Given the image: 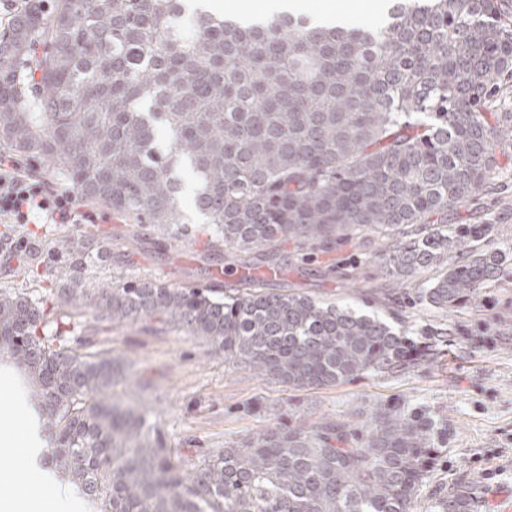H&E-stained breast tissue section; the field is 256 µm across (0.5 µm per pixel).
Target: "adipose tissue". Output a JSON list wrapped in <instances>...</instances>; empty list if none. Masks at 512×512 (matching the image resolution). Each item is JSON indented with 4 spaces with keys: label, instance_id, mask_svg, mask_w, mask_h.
<instances>
[{
    "label": "adipose tissue",
    "instance_id": "adipose-tissue-1",
    "mask_svg": "<svg viewBox=\"0 0 512 512\" xmlns=\"http://www.w3.org/2000/svg\"><path fill=\"white\" fill-rule=\"evenodd\" d=\"M0 388L12 398L10 410L0 412V446L21 450L14 468L0 473V512H83L74 486L42 466L43 419L14 369L2 362Z\"/></svg>",
    "mask_w": 512,
    "mask_h": 512
}]
</instances>
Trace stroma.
<instances>
[{
	"label": "stroma",
	"mask_w": 512,
	"mask_h": 512,
	"mask_svg": "<svg viewBox=\"0 0 512 512\" xmlns=\"http://www.w3.org/2000/svg\"><path fill=\"white\" fill-rule=\"evenodd\" d=\"M497 161L500 177L447 216L451 224L493 223L495 247L512 244V152ZM84 211L82 224H16L11 234L0 232V288L24 287L44 299L53 288L45 265L30 266L25 276H17L16 260L5 253V245L24 239L31 251L44 252L63 235L89 232L99 239L134 230L113 219L108 209L88 205ZM183 214L191 236L167 239L164 255L138 259L134 267L121 270L122 279L156 278L179 288L217 277L225 287H235V275L225 273L223 264L201 260L203 217L190 207ZM380 243L373 234L363 246L344 245L330 253L284 245L282 270L273 285L324 301L364 299L383 313L399 309L410 325L456 324L460 335L454 347L435 361L396 375L297 390L249 369L229 367L223 353L179 330L148 334L127 322L95 335L94 343L133 359L135 372L151 381V390L143 394L124 383L118 391L131 404L161 412L167 444L180 449L184 465L196 462L199 451L240 443L270 426L313 424L400 400L427 409L448 436L413 512H432L435 498L466 478L477 481L481 512H512V340L498 334L500 319H512V283L483 291L462 312L437 314L415 303L418 280L400 283L372 261ZM330 264L335 275H322ZM350 272L356 273V281H347Z\"/></svg>",
	"instance_id": "35a3bbf8"
}]
</instances>
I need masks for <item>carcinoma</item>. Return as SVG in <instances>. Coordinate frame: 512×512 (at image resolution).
I'll return each instance as SVG.
<instances>
[{
	"instance_id": "obj_1",
	"label": "carcinoma",
	"mask_w": 512,
	"mask_h": 512,
	"mask_svg": "<svg viewBox=\"0 0 512 512\" xmlns=\"http://www.w3.org/2000/svg\"><path fill=\"white\" fill-rule=\"evenodd\" d=\"M512 0H392L385 27L246 23L184 0H56L0 31V148L53 174L141 237L183 225L179 174L209 224L204 254L235 251L237 287L103 278L129 244L61 236L46 254L53 304L0 289V351L32 383L53 452L98 512H412L441 455L424 411L384 403L357 420L268 427L191 468L157 414L115 399L129 361L92 335L132 321L204 339L290 388L349 384L441 356L457 328L414 339L402 314L270 287L252 274L283 244L332 249L377 234L374 255L416 300L456 312L512 268L491 224L448 210L499 177L512 148ZM80 329L71 339L59 326ZM476 481L433 503L478 512Z\"/></svg>"
}]
</instances>
